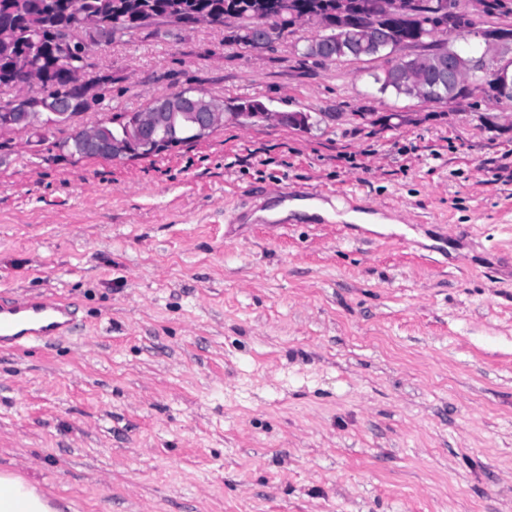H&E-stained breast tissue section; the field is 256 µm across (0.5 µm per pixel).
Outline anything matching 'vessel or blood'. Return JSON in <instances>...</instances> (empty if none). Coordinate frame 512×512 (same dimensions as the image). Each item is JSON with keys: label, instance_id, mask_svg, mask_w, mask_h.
Masks as SVG:
<instances>
[{"label": "vessel or blood", "instance_id": "vessel-or-blood-1", "mask_svg": "<svg viewBox=\"0 0 512 512\" xmlns=\"http://www.w3.org/2000/svg\"><path fill=\"white\" fill-rule=\"evenodd\" d=\"M72 328L73 312L64 301L34 297L17 304L0 299V351L47 343Z\"/></svg>", "mask_w": 512, "mask_h": 512}]
</instances>
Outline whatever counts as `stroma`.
<instances>
[{"label": "stroma", "mask_w": 512, "mask_h": 512, "mask_svg": "<svg viewBox=\"0 0 512 512\" xmlns=\"http://www.w3.org/2000/svg\"><path fill=\"white\" fill-rule=\"evenodd\" d=\"M229 33L94 47L79 124L189 89L309 127L228 114L120 160L58 156L68 125L0 137V295L76 311L0 353V471L56 512H512V101L398 98L383 60ZM293 191L333 218L261 217Z\"/></svg>", "instance_id": "1"}]
</instances>
